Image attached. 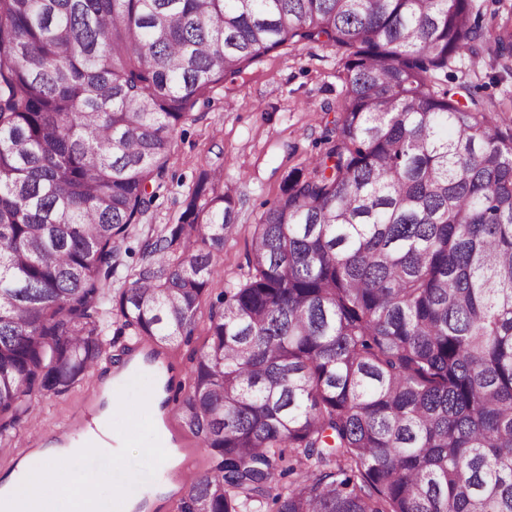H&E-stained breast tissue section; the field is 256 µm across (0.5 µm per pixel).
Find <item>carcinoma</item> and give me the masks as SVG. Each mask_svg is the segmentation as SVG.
Instances as JSON below:
<instances>
[{"instance_id":"1","label":"carcinoma","mask_w":512,"mask_h":512,"mask_svg":"<svg viewBox=\"0 0 512 512\" xmlns=\"http://www.w3.org/2000/svg\"><path fill=\"white\" fill-rule=\"evenodd\" d=\"M471 2L0 0V438L104 358L110 315L194 334L237 192L202 171L110 307L147 187L217 85L322 42L339 115L210 308L178 411L213 462L178 512H512V134L434 80L479 55Z\"/></svg>"}]
</instances>
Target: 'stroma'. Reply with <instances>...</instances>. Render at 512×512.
Listing matches in <instances>:
<instances>
[{
  "label": "stroma",
  "instance_id": "obj_1",
  "mask_svg": "<svg viewBox=\"0 0 512 512\" xmlns=\"http://www.w3.org/2000/svg\"><path fill=\"white\" fill-rule=\"evenodd\" d=\"M472 11L483 36L481 57H455L448 63V75L466 84L480 107L493 110L494 121L507 132L512 130V73L495 64L492 37L496 23L512 15V0H472ZM344 76V55L336 47L286 45L252 61L233 82L217 86L210 106L178 129L166 185L145 223H178L187 194L205 170L235 186L240 200L236 231L218 258L222 275L213 282L207 301L243 281L254 227L279 198L286 172L306 167L318 153L326 125L337 116ZM93 383L89 375L65 393L33 401L18 434L57 425L79 406Z\"/></svg>",
  "mask_w": 512,
  "mask_h": 512
}]
</instances>
